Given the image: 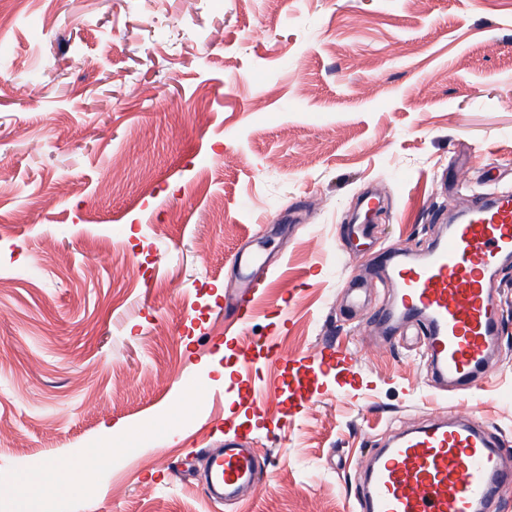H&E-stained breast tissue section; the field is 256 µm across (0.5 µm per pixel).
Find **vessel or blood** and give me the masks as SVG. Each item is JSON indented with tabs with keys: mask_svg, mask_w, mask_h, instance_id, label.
I'll return each mask as SVG.
<instances>
[{
	"mask_svg": "<svg viewBox=\"0 0 512 512\" xmlns=\"http://www.w3.org/2000/svg\"><path fill=\"white\" fill-rule=\"evenodd\" d=\"M512 257V194L490 192L461 212L421 257L383 253L378 277L396 290L377 311L395 334L401 322L422 328L424 353L439 382L466 386L487 364L498 338L499 302L492 272ZM243 282L233 306L246 325L263 293L258 280L272 276L261 258L236 256ZM348 348L329 344L319 357L289 361L288 401L305 409L313 377L325 369H355ZM502 441L474 419L436 420L395 435L375 449L362 478L355 512H496L500 491L512 485ZM204 491L213 501L234 502L242 488H258L260 470L250 449L232 438L203 451Z\"/></svg>",
	"mask_w": 512,
	"mask_h": 512,
	"instance_id": "1",
	"label": "vessel or blood"
}]
</instances>
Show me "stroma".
<instances>
[{
    "label": "stroma",
    "instance_id": "obj_1",
    "mask_svg": "<svg viewBox=\"0 0 512 512\" xmlns=\"http://www.w3.org/2000/svg\"><path fill=\"white\" fill-rule=\"evenodd\" d=\"M0 17V512H350L404 430L471 416L512 440V267L488 369L448 398L417 327L373 321L388 287L350 290L512 189V0H0ZM239 251L282 267L228 337ZM275 324L269 363L255 342ZM331 337L360 356L355 386L324 372L307 409L265 411L283 360ZM234 431L269 467L227 506L190 463ZM108 445L125 456L82 492L20 491L34 464Z\"/></svg>",
    "mask_w": 512,
    "mask_h": 512
}]
</instances>
